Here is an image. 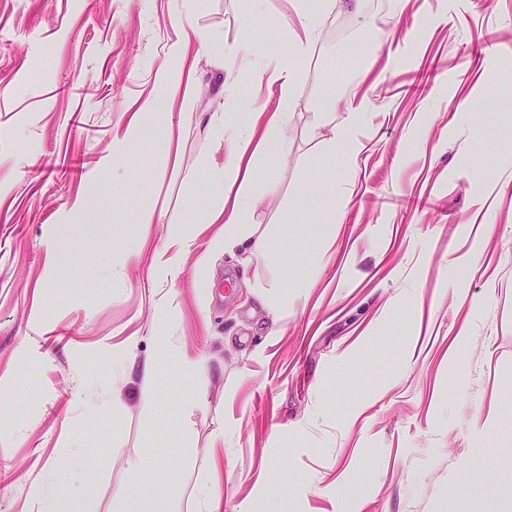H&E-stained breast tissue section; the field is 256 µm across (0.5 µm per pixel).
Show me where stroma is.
Wrapping results in <instances>:
<instances>
[{
	"label": "stroma",
	"instance_id": "stroma-1",
	"mask_svg": "<svg viewBox=\"0 0 512 512\" xmlns=\"http://www.w3.org/2000/svg\"><path fill=\"white\" fill-rule=\"evenodd\" d=\"M187 26L215 40L179 109L157 71ZM297 28L291 0H0V512H40L29 489L75 440L96 452L65 512L132 489L139 512H197L212 476L224 512H512V0H339L303 57ZM265 56L296 103L250 222L288 258L203 267L218 121L275 111ZM334 89L338 114L370 101L340 189L315 119ZM133 333L137 359L198 364L149 407L120 369Z\"/></svg>",
	"mask_w": 512,
	"mask_h": 512
}]
</instances>
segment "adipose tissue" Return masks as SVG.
I'll list each match as a JSON object with an SVG mask.
<instances>
[{
    "instance_id": "obj_1",
    "label": "adipose tissue",
    "mask_w": 512,
    "mask_h": 512,
    "mask_svg": "<svg viewBox=\"0 0 512 512\" xmlns=\"http://www.w3.org/2000/svg\"><path fill=\"white\" fill-rule=\"evenodd\" d=\"M252 78L258 83L269 79L278 84L279 109L267 116L254 113L247 130L232 135L233 148L226 155L223 166L213 173L216 191L205 207V221L224 227V237L217 242V250L231 253L244 246L249 256L259 258L269 256L271 250L266 238L254 235L248 220V213L261 191L255 176L256 155L251 147L255 143L265 142L273 129L283 122L287 110L294 106L295 82L287 67L274 58L269 59L265 67L254 70ZM165 360L176 362L185 373L194 372L197 368L195 360L174 346L170 347L164 359L138 361L144 404H151L155 398L161 363Z\"/></svg>"
}]
</instances>
